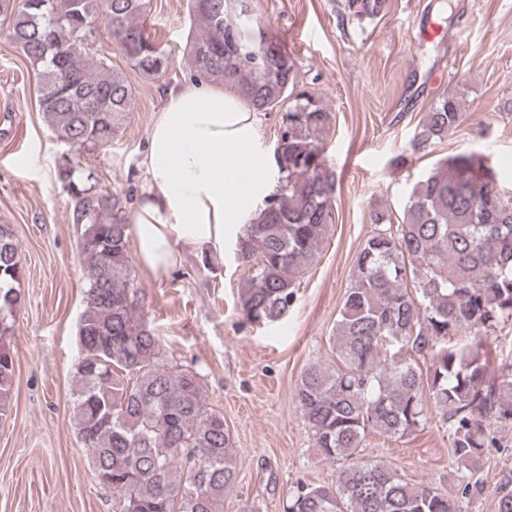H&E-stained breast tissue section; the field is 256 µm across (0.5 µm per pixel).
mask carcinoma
Here are the masks:
<instances>
[{
  "mask_svg": "<svg viewBox=\"0 0 512 512\" xmlns=\"http://www.w3.org/2000/svg\"><path fill=\"white\" fill-rule=\"evenodd\" d=\"M0 0L7 39L32 66L37 96L69 147L56 178L80 226L84 305L79 317L76 425L112 512H224L236 457L224 414L208 407L201 375L171 362L144 316L130 261L128 198L99 185L86 156L105 150L133 111L125 69L155 81L172 59L147 24L151 0ZM374 21L390 0H346ZM196 26L183 61L192 82L224 85L255 112L285 108L274 163L278 185L249 216L236 256L250 265L239 291L245 320L273 324L295 305L296 284L317 261L335 215L336 174L322 158L332 113L301 88L297 63L254 0H188ZM126 68L98 49L101 29ZM464 93L439 96L411 141L417 153L464 122ZM336 320L337 370L311 366L295 391L313 447L339 464L332 485L298 484L285 512H464L482 494L469 477L490 449L510 448L512 356L488 343L512 322V197L482 156L439 160L411 188L402 215H371ZM19 243L0 225V418L10 406L8 336L21 303ZM467 331L472 339L450 344ZM436 419L448 437L457 491L409 483L363 459L371 434L402 439ZM497 512H512V475Z\"/></svg>",
  "mask_w": 512,
  "mask_h": 512,
  "instance_id": "cac0c4a2",
  "label": "carcinoma"
}]
</instances>
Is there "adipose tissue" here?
Here are the masks:
<instances>
[{
	"instance_id": "1",
	"label": "adipose tissue",
	"mask_w": 512,
	"mask_h": 512,
	"mask_svg": "<svg viewBox=\"0 0 512 512\" xmlns=\"http://www.w3.org/2000/svg\"><path fill=\"white\" fill-rule=\"evenodd\" d=\"M141 166L133 232L139 264L158 278L182 251L223 256L226 226L253 214L277 182L255 112L208 83L168 91Z\"/></svg>"
}]
</instances>
